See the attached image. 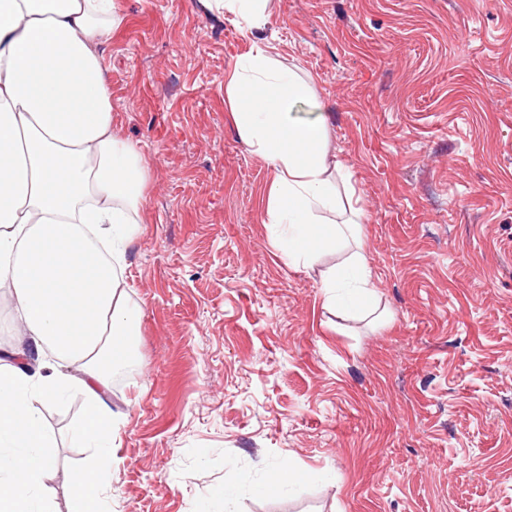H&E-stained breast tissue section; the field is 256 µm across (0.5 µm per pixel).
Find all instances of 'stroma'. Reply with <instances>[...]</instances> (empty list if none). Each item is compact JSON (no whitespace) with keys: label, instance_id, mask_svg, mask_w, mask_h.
Returning a JSON list of instances; mask_svg holds the SVG:
<instances>
[{"label":"stroma","instance_id":"stroma-1","mask_svg":"<svg viewBox=\"0 0 512 512\" xmlns=\"http://www.w3.org/2000/svg\"><path fill=\"white\" fill-rule=\"evenodd\" d=\"M112 129L148 173L125 279L135 363L112 512H512V0H271L262 30L199 0H117ZM262 41L311 82L364 212L385 325L324 309L264 211L272 170L238 136L224 73ZM84 402L48 406L65 512ZM301 491L261 489L280 463Z\"/></svg>","mask_w":512,"mask_h":512}]
</instances>
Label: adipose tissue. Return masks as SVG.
<instances>
[{"instance_id": "ef3b65f1", "label": "adipose tissue", "mask_w": 512, "mask_h": 512, "mask_svg": "<svg viewBox=\"0 0 512 512\" xmlns=\"http://www.w3.org/2000/svg\"><path fill=\"white\" fill-rule=\"evenodd\" d=\"M122 23L114 0H0V288L24 339L23 364L0 362V512H53L46 480L58 438L44 409L71 394L85 410L70 438L95 454L71 473L67 512H109L121 416L104 392L140 318L124 269L147 180L135 144L112 130L100 48ZM309 95L259 43L224 74L239 137L272 167L273 244L288 264L311 268L360 227L324 219L342 168L329 156L325 113L290 112ZM320 288L326 309L376 306L360 250L322 272Z\"/></svg>"}]
</instances>
